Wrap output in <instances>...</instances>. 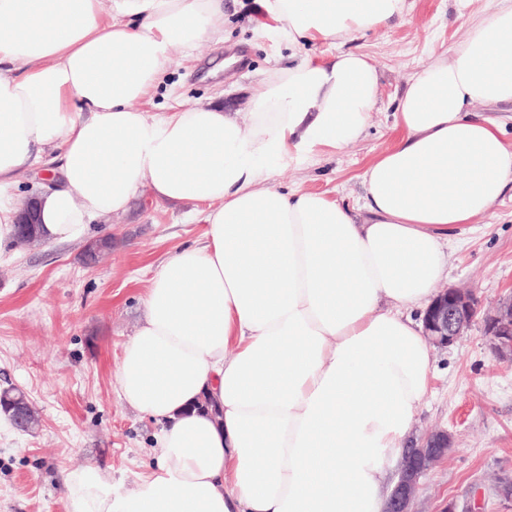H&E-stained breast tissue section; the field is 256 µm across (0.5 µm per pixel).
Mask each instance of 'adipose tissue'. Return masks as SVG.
I'll list each match as a JSON object with an SVG mask.
<instances>
[{
    "label": "adipose tissue",
    "mask_w": 512,
    "mask_h": 512,
    "mask_svg": "<svg viewBox=\"0 0 512 512\" xmlns=\"http://www.w3.org/2000/svg\"><path fill=\"white\" fill-rule=\"evenodd\" d=\"M292 46L404 18L408 0H262ZM224 34V0H0V256L17 247L20 169L42 162L41 235L147 192L203 206L199 246L156 270L116 374L159 426L156 464L128 494L109 473L64 474L71 512H385L390 467L427 395V307L440 239L512 182V144L474 104L512 102V0L471 19L450 56L413 73L403 136L365 169L369 219L273 185L276 168L364 132L370 58L305 55L262 82L247 120L219 105L147 116L174 49ZM210 400L213 419L198 409Z\"/></svg>",
    "instance_id": "adipose-tissue-1"
}]
</instances>
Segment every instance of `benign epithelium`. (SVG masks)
<instances>
[{
	"mask_svg": "<svg viewBox=\"0 0 512 512\" xmlns=\"http://www.w3.org/2000/svg\"><path fill=\"white\" fill-rule=\"evenodd\" d=\"M38 223L36 202L30 201L19 217L20 233ZM477 315V301L466 288H442L423 316L424 333L437 348L453 344L469 329ZM484 332L498 359L512 363V295L484 317ZM454 437L445 428L431 430L406 443L398 459L395 484L385 512H413L421 479L452 451Z\"/></svg>",
	"mask_w": 512,
	"mask_h": 512,
	"instance_id": "1",
	"label": "benign epithelium"
}]
</instances>
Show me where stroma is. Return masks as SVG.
I'll return each mask as SVG.
<instances>
[{"mask_svg":"<svg viewBox=\"0 0 512 512\" xmlns=\"http://www.w3.org/2000/svg\"><path fill=\"white\" fill-rule=\"evenodd\" d=\"M391 26L334 45H310L331 57L353 51L381 73V93L360 139L337 151L304 155L276 170L275 186L307 190L367 218L361 175L400 139L394 112L415 70L464 39L468 20L500 0H410ZM224 40L193 57L175 52L167 82L139 103L148 113L219 104L247 119L266 73L298 61L301 49L261 26L259 0H224ZM113 238L99 263L83 261L84 242L42 243L0 262V389L21 388L40 414L32 433L0 414V512H68L67 470L110 472L117 491L150 472L157 430L119 396L123 348L144 319L156 269L177 247L200 245L199 206L142 195L128 214L97 218ZM442 286L468 287L483 308L512 294V184L477 223L443 239ZM445 428L455 450L421 481L415 512H512L495 479L512 474V364L493 354L475 320L453 345L432 351L430 393L413 417V434Z\"/></svg>","mask_w":512,"mask_h":512,"instance_id":"obj_1","label":"stroma"}]
</instances>
